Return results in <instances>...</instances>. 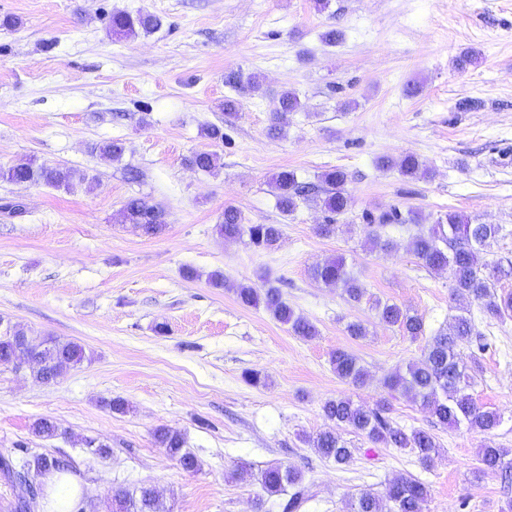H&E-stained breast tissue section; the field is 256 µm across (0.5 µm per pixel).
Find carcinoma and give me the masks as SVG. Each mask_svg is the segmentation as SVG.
<instances>
[{
    "label": "carcinoma",
    "mask_w": 512,
    "mask_h": 512,
    "mask_svg": "<svg viewBox=\"0 0 512 512\" xmlns=\"http://www.w3.org/2000/svg\"><path fill=\"white\" fill-rule=\"evenodd\" d=\"M160 26V18L150 13L133 16L126 12H116L109 20L112 36L125 39L141 32L150 33ZM224 84L245 94L257 89L259 80L255 75L245 77L240 72L230 71L224 75ZM300 108L297 95L289 90L283 91L272 109L269 133L274 136L282 134L288 125V114ZM93 150L118 161L122 158L124 147L119 142L108 141L95 145ZM220 161L221 155L218 152H202L195 154L190 164L201 171L210 172L220 166ZM379 167H397L403 175L411 178L430 176L429 169L412 155L396 160L383 157L379 160ZM0 179L70 190L88 182L89 175L68 166L28 163L17 167L1 166ZM320 182L328 186L325 196L320 199L326 216L316 231L320 235L330 236L336 232L339 217L348 211L349 199L345 190L347 174L340 169H331L321 174ZM272 185L276 206L285 216L296 211L299 201L308 199L309 187L298 181L295 172L291 170L278 172L272 179ZM120 215L121 222L136 224L151 236L161 233L168 224V213L162 205L150 204L139 198L129 199ZM219 231L229 239L246 237L253 247L261 250L274 248L282 235L278 224L246 223L242 212L234 206L224 208ZM501 231L502 227L498 224H475L468 216L451 211L428 230L416 232L410 239L409 247L426 267L450 270L453 299L477 301L487 315L503 319L512 316V293H498L496 284L504 277H512V262L505 266L501 263L491 265L484 260L487 248L497 240ZM311 276L326 285H341L351 302L359 303L366 296V289L348 271L342 258H330L314 265ZM237 294L247 306H263L275 319L288 325L294 335L303 339L318 335L312 322L295 315L282 299L278 288L241 285L237 288ZM373 308L380 322L398 328L405 335L413 339L425 335L422 317L410 310L380 300L374 301ZM477 335L479 332L471 317L465 314L455 316L447 329L427 340L423 357L409 363L405 372H398L385 381V386L391 391L419 400L422 409L443 426H456L464 422L471 430H492L499 424V415L495 410L478 404L468 393L471 376L458 357L461 345ZM20 337L27 340L28 350L43 360V364L33 365L35 377L42 381H50L84 361L85 353L81 345L72 341L29 336L23 327L13 324L0 331V364L8 363L16 354ZM330 363L338 378L354 386L364 385L365 371L353 354L338 349L331 353ZM388 411L389 407L385 403L369 408L349 398L330 399L323 405L324 416L336 425L364 435L374 445L408 448L417 455L421 464H427L438 453L433 435L424 429L406 431L392 421ZM154 438L160 447L177 460L182 469L193 471L197 468L196 457L182 451L183 440L178 432L161 427L155 430ZM308 443L319 456L331 459L338 465L349 463L353 456V449L332 431H321L308 438ZM478 455L484 472L512 468V452L506 448L486 446L479 450ZM23 467L35 478L52 467L60 469L59 464L43 456L23 462ZM0 471L18 488L15 510L23 512L41 494L39 483L31 487L16 481V467L5 457H0ZM258 483L270 496L281 494L287 487L292 489L288 500L282 504V512H299L309 500L302 471L290 466L274 465L265 468L258 476ZM427 498L428 489L423 482L411 475H401L387 487L383 499L369 492L360 493L352 504V512H384L385 500L391 503L389 512H423ZM114 500L116 512H168L150 487H139L131 492L122 490L115 494Z\"/></svg>",
    "instance_id": "1"
}]
</instances>
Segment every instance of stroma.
Returning a JSON list of instances; mask_svg holds the SVG:
<instances>
[{"mask_svg":"<svg viewBox=\"0 0 512 512\" xmlns=\"http://www.w3.org/2000/svg\"><path fill=\"white\" fill-rule=\"evenodd\" d=\"M116 11L163 25L118 39L107 31ZM330 28L342 32L333 46L320 39ZM466 52L476 62L458 67ZM232 70L260 86L228 123L220 107ZM287 89L303 107L274 137L270 113ZM210 124L223 126V145L203 135ZM111 140L124 143L121 160L92 152ZM211 150L222 161L215 172L189 166ZM405 153L432 179L377 165ZM29 162L92 181L66 191L0 180V202L22 206L0 211V322L77 342L86 359L47 383L0 365L1 456L17 459L22 446L63 461L84 512H112L117 491L141 486L170 512H280L257 481L274 463L303 471L311 498L301 512H349L359 493H384L402 474L427 486L424 512H501L512 501V476L478 471L482 446L512 449V317L469 306L487 343L460 349L474 369L470 392L501 415L483 433L389 396L384 378L419 359L425 341L380 323L372 308L377 299L406 306L430 334L457 314L449 271L428 269L408 248L448 212L501 225L485 258L512 261V0H329L322 11L314 0H0V166ZM335 168L348 175L350 203L334 235L316 232L324 214L313 201L289 216L277 209L273 174L314 183ZM132 197L166 208L163 233L121 223ZM228 205L247 223L281 225L278 245L221 237ZM391 210L417 220L380 227L393 243L382 250L367 240L366 217ZM334 257L366 288L362 303L312 278V266ZM217 272L224 287L211 283ZM241 284L279 287L317 336H294L240 303ZM352 322L365 337L349 335ZM338 349L365 368L364 387L336 376ZM248 371L264 384H248ZM115 397L126 413L108 408ZM339 397L389 402L399 425L433 434L438 456L425 466L343 427L350 463L321 458L305 438L327 427L322 406ZM41 418L56 437L34 434ZM160 426L182 434L197 470L157 446ZM101 443L109 456L93 453Z\"/></svg>","mask_w":512,"mask_h":512,"instance_id":"stroma-1","label":"stroma"}]
</instances>
